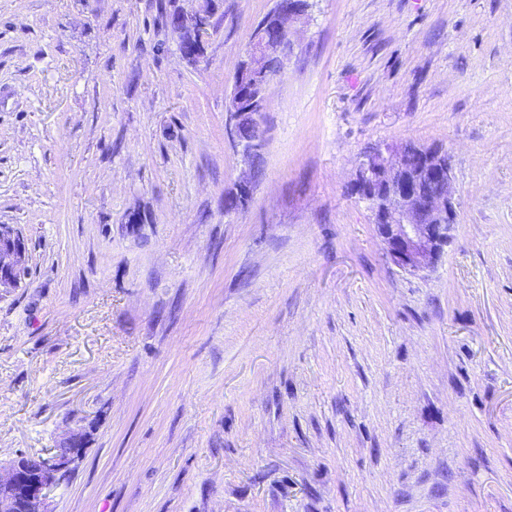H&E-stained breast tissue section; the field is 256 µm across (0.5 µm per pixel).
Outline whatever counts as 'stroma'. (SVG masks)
<instances>
[{
    "instance_id": "stroma-1",
    "label": "stroma",
    "mask_w": 512,
    "mask_h": 512,
    "mask_svg": "<svg viewBox=\"0 0 512 512\" xmlns=\"http://www.w3.org/2000/svg\"><path fill=\"white\" fill-rule=\"evenodd\" d=\"M0 0V461L87 445L53 512H512V0H311L248 203L224 135L272 0ZM453 159L408 276L359 154ZM185 26L193 31L194 38L191 44L183 42L179 37L182 28ZM171 27L174 33L179 37L177 42L181 56L190 61L197 60L199 58L198 53L200 49L204 48L210 30L207 9L186 13L178 18H174L171 22ZM28 254L21 233L11 224H0V294L16 288L27 269Z\"/></svg>"
}]
</instances>
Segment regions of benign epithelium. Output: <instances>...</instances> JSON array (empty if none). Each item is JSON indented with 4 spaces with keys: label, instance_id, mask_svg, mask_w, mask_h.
<instances>
[{
    "label": "benign epithelium",
    "instance_id": "1",
    "mask_svg": "<svg viewBox=\"0 0 512 512\" xmlns=\"http://www.w3.org/2000/svg\"><path fill=\"white\" fill-rule=\"evenodd\" d=\"M306 0H274L273 16L285 39L275 46L267 43L261 30L253 33L250 47L242 60L244 68L238 76H251L261 91L285 68L294 51L290 24L305 15ZM193 31V42L178 41L181 56L198 59L207 41L210 22L207 10L186 13L171 22L175 34L183 27ZM242 99L229 94L225 106V136L242 158L254 162L264 151V141L243 137L241 126L254 112L241 111ZM419 165L411 170L409 161ZM435 180L440 189L427 193L417 184ZM353 188L367 202L388 254L406 275L421 276L438 263L456 224L457 210L452 186L449 154L440 149L427 151L413 143L375 147L364 152L357 162ZM28 254L21 233L10 224H0V292L15 288L27 269ZM82 435L73 433L58 451L26 457V462L13 460L0 465V512H53L50 494L69 472L74 461L73 449L81 446Z\"/></svg>",
    "mask_w": 512,
    "mask_h": 512
}]
</instances>
